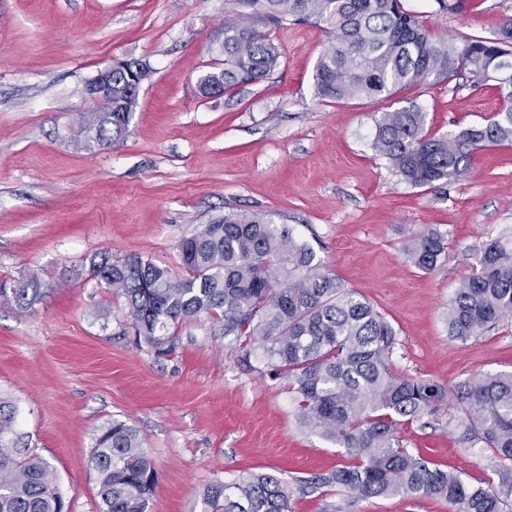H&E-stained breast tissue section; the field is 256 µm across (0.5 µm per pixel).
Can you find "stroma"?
Masks as SVG:
<instances>
[{
	"instance_id": "obj_1",
	"label": "stroma",
	"mask_w": 512,
	"mask_h": 512,
	"mask_svg": "<svg viewBox=\"0 0 512 512\" xmlns=\"http://www.w3.org/2000/svg\"><path fill=\"white\" fill-rule=\"evenodd\" d=\"M432 34L491 36L512 0L462 12L404 0ZM224 0H0V279L36 275L32 308L0 300V396L17 409L27 453L52 463L69 512H99L89 456L99 429L132 425L153 462L149 512H193L216 482L268 472L287 484L349 464L345 449L304 429L288 382L265 360L241 361L211 324L183 326L159 357L123 335V302L88 275L87 257L136 253L179 272L180 239L229 211L272 214L311 243L324 269L396 330L395 374L452 387L512 371V320L465 343L448 335V303L486 241L512 234V144L476 153L450 182L413 187L372 147L383 106L320 100L317 26L270 32L275 70L234 97L197 87L223 41ZM115 59L150 76L125 137L85 148L74 132L84 88ZM435 133L482 122L502 102L460 79L402 91ZM427 230L448 257L431 272L409 258ZM105 311L107 319L96 318ZM458 414L403 425L407 447L472 484L495 478L489 454L458 442ZM349 512H454L431 498L359 499Z\"/></svg>"
}]
</instances>
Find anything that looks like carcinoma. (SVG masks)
<instances>
[{
  "instance_id": "1",
  "label": "carcinoma",
  "mask_w": 512,
  "mask_h": 512,
  "mask_svg": "<svg viewBox=\"0 0 512 512\" xmlns=\"http://www.w3.org/2000/svg\"><path fill=\"white\" fill-rule=\"evenodd\" d=\"M313 23L329 40L312 74L316 95L338 103L378 102L434 78L469 76L495 82L502 108L480 125L436 134L414 102L379 113L373 148L406 183L432 186L465 174L481 149L512 142V20L492 37L461 44L433 37L402 0H224L220 66L198 81L202 95H233L266 78L280 53L268 30L286 21ZM149 68L126 61L112 70V106L84 113L81 141L109 146L126 134ZM448 254L446 240L422 233L411 256L432 271ZM178 276L139 254L88 258L89 275L124 299L123 331L162 357L175 352L183 324L207 318L214 334L232 338L249 360L256 345L275 378L288 381L301 426L346 450L352 462L313 476L355 499L433 498L455 512H512V372L443 385L394 374L396 331L369 302L327 273L316 251L265 213L228 212L179 244ZM0 296L21 308L39 299L34 280L0 282ZM512 317V237L484 243L475 270L448 304V336L467 342ZM453 405L463 444L496 462L498 484H467L413 452L400 425ZM16 410L0 399V512H64L50 463L24 454ZM90 463L100 512H147L156 474L137 431L114 420L100 428ZM200 512H292L288 487L270 473L216 482L201 494Z\"/></svg>"
}]
</instances>
